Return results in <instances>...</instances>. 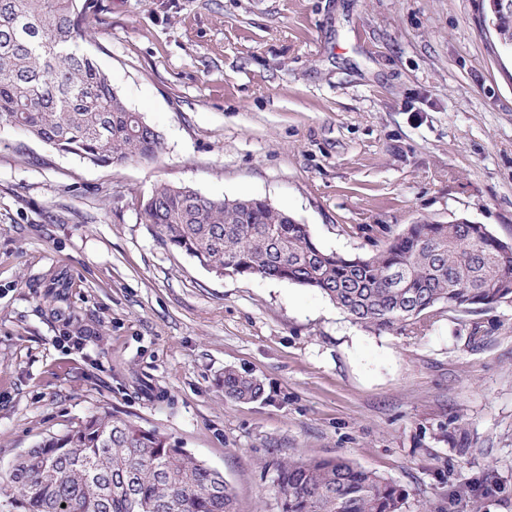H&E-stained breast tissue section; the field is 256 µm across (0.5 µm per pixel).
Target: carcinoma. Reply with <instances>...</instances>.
<instances>
[{"label": "carcinoma", "mask_w": 512, "mask_h": 512, "mask_svg": "<svg viewBox=\"0 0 512 512\" xmlns=\"http://www.w3.org/2000/svg\"><path fill=\"white\" fill-rule=\"evenodd\" d=\"M95 0H0V124L98 166L151 162L160 136L128 108L84 53ZM491 24L512 47V0ZM145 223L210 272L288 281L319 291L379 331L416 324L446 304L468 311L512 299V254L483 224L420 220L371 256L323 249L308 225L262 198L212 199L160 186ZM255 378L224 371V397L263 399ZM280 512H404L402 489L344 457L279 465ZM23 512H235L224 476L159 432L116 412L91 413L42 438L0 476Z\"/></svg>", "instance_id": "obj_1"}]
</instances>
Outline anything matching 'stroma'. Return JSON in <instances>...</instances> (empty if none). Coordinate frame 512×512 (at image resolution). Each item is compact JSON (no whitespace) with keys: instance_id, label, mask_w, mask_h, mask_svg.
I'll return each mask as SVG.
<instances>
[{"instance_id":"35a3bbf8","label":"stroma","mask_w":512,"mask_h":512,"mask_svg":"<svg viewBox=\"0 0 512 512\" xmlns=\"http://www.w3.org/2000/svg\"><path fill=\"white\" fill-rule=\"evenodd\" d=\"M490 0H97L82 41L159 133L96 166L0 126V467L118 412L279 512L277 461L343 456L405 512H512V301L378 331L163 244L161 185L260 197L326 250L421 219L512 245V49ZM262 400L224 397V371Z\"/></svg>"}]
</instances>
